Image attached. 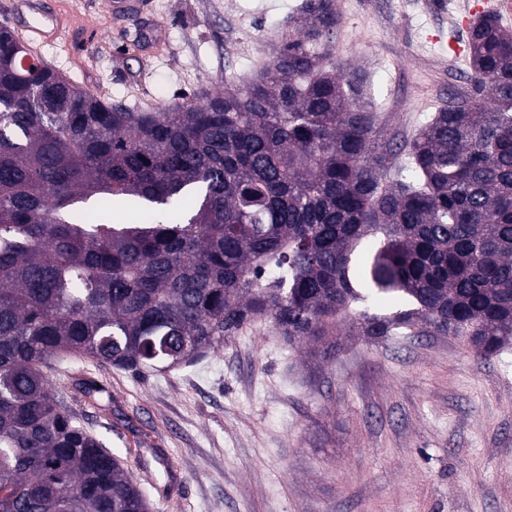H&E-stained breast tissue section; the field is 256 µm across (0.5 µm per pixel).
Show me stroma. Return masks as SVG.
Wrapping results in <instances>:
<instances>
[{"label": "stroma", "mask_w": 512, "mask_h": 512, "mask_svg": "<svg viewBox=\"0 0 512 512\" xmlns=\"http://www.w3.org/2000/svg\"><path fill=\"white\" fill-rule=\"evenodd\" d=\"M97 36L46 62L106 102L153 109L204 100L253 78L275 56L299 0H151L145 18L114 19L106 0H43ZM336 63L363 70L385 137L413 135L470 89L455 50L467 39L457 0H333ZM162 29L147 68L130 52ZM336 358L287 343L270 320L165 373L88 358L49 378L71 417L110 441L152 512H512V347L477 359L453 336L409 330L378 342L339 336ZM91 379L111 413L75 384Z\"/></svg>", "instance_id": "obj_1"}]
</instances>
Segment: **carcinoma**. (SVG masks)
Returning <instances> with one entry per match:
<instances>
[{
	"label": "carcinoma",
	"instance_id": "obj_1",
	"mask_svg": "<svg viewBox=\"0 0 512 512\" xmlns=\"http://www.w3.org/2000/svg\"><path fill=\"white\" fill-rule=\"evenodd\" d=\"M337 25L333 0H301L255 77L161 112L24 69L0 34V512H150L55 360L138 374L263 317L290 343L344 320L472 334L487 361L512 343V32L473 23L475 96L399 140L333 61Z\"/></svg>",
	"mask_w": 512,
	"mask_h": 512
}]
</instances>
